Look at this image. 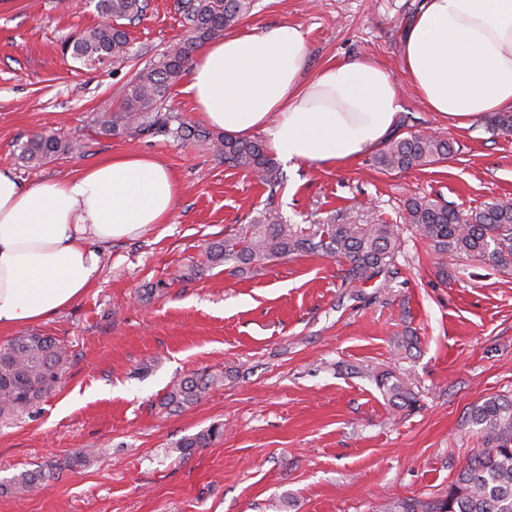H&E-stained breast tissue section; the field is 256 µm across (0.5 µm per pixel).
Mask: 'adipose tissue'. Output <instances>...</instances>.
<instances>
[{
    "mask_svg": "<svg viewBox=\"0 0 512 512\" xmlns=\"http://www.w3.org/2000/svg\"><path fill=\"white\" fill-rule=\"evenodd\" d=\"M297 28L241 31L205 43L183 92L214 129L293 165L332 166L380 146L402 99L375 61L309 66ZM401 70L451 126L512 110V0H422L407 27ZM181 192L146 153H115L67 179L32 185L0 170V330L38 323L91 288L104 247L167 223Z\"/></svg>",
    "mask_w": 512,
    "mask_h": 512,
    "instance_id": "obj_1",
    "label": "adipose tissue"
}]
</instances>
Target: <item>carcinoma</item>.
Instances as JSON below:
<instances>
[{"instance_id": "1", "label": "carcinoma", "mask_w": 512, "mask_h": 512, "mask_svg": "<svg viewBox=\"0 0 512 512\" xmlns=\"http://www.w3.org/2000/svg\"><path fill=\"white\" fill-rule=\"evenodd\" d=\"M255 0H177L186 38L158 59L138 69L125 86L117 107L106 103L97 111L96 124L106 135L154 131L181 140L203 139L215 148L224 163L256 174L275 187L283 173L258 138H233L181 122L162 111L168 91L180 80L199 44L224 35L249 16ZM96 11L110 23L84 30L66 46L82 65L118 61L129 53V40L121 21L140 18L146 0H96ZM78 150L74 142L52 134H37L23 147V156L37 163L67 156ZM453 153L443 136L411 134L389 141L377 156L385 171H404L434 164ZM404 220L415 227L433 250L443 256H465L501 270L512 269V200H493L462 215L426 196L408 201ZM399 247L395 224H286L275 212L265 211L240 225L206 251L207 261L230 265L242 272L256 265L301 253L321 252L348 262L345 280L367 282L385 272ZM68 358L66 347L54 336L24 333L0 343V417L12 416L35 405L55 388ZM223 381L216 373H193L177 380L162 403L185 407L196 403L212 386ZM379 389L400 409L415 405L413 394L389 375ZM470 421L477 426L484 448L475 453L448 486V493L433 499L382 502L375 512H512V399L490 397L473 407ZM224 436V425L213 424L184 439L178 450L203 448ZM41 470L23 471L12 480L24 494L48 480Z\"/></svg>"}]
</instances>
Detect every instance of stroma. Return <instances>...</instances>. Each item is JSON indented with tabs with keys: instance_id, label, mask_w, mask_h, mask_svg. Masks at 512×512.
<instances>
[{
	"instance_id": "stroma-1",
	"label": "stroma",
	"mask_w": 512,
	"mask_h": 512,
	"mask_svg": "<svg viewBox=\"0 0 512 512\" xmlns=\"http://www.w3.org/2000/svg\"><path fill=\"white\" fill-rule=\"evenodd\" d=\"M417 4L256 0L241 26L297 27L314 71L368 58L396 77ZM98 21L95 0H0V169L34 184L144 152L181 194L169 223L114 242L93 287L34 324L68 359L52 393L0 420V512H372L384 499L447 493L482 447L472 407L512 396V271L438 256L403 215L418 196L463 213L512 200V131L487 119L448 126L403 82L395 137L441 132L451 159L404 172L380 170L370 152L336 167L284 164L271 188L202 141L99 133V106L185 29L177 0H147L126 27L129 59L88 68L63 44ZM44 132L78 141L80 154L28 163L23 146ZM264 210L290 224H396L400 246L389 273L353 284L326 256L237 276L203 263L211 243ZM218 371L223 383L197 403L162 406L178 379ZM384 373L415 395L414 409L388 403ZM214 423L222 440L179 453ZM50 464L54 479L10 489Z\"/></svg>"
}]
</instances>
